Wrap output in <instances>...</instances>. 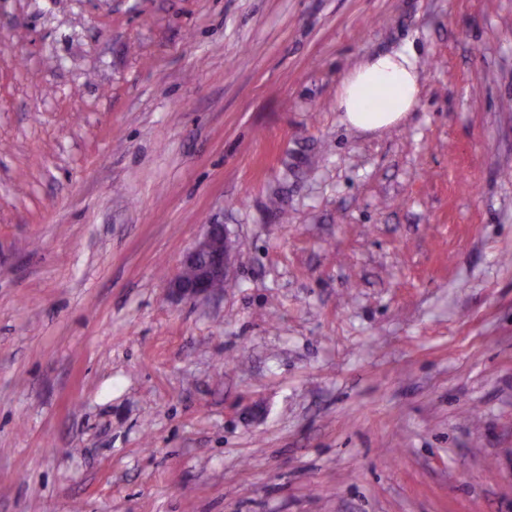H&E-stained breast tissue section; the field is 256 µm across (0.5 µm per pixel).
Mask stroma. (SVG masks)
<instances>
[{
  "mask_svg": "<svg viewBox=\"0 0 512 512\" xmlns=\"http://www.w3.org/2000/svg\"><path fill=\"white\" fill-rule=\"evenodd\" d=\"M0 512H512V0H0ZM420 90L417 57L404 47L369 57L351 69L341 80L336 106L351 127L376 131L402 122L417 104ZM231 266L227 231L224 224H204L203 232L185 253L180 270L169 282L171 295L177 300L193 301L210 297L224 288Z\"/></svg>",
  "mask_w": 512,
  "mask_h": 512,
  "instance_id": "obj_1",
  "label": "stroma"
}]
</instances>
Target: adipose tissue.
<instances>
[{"label":"adipose tissue","mask_w":512,"mask_h":512,"mask_svg":"<svg viewBox=\"0 0 512 512\" xmlns=\"http://www.w3.org/2000/svg\"><path fill=\"white\" fill-rule=\"evenodd\" d=\"M420 90L417 57L405 47L358 63L342 79L336 106L351 127L376 131L402 122Z\"/></svg>","instance_id":"adipose-tissue-1"}]
</instances>
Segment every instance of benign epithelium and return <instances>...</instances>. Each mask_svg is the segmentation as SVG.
Wrapping results in <instances>:
<instances>
[{"mask_svg": "<svg viewBox=\"0 0 512 512\" xmlns=\"http://www.w3.org/2000/svg\"><path fill=\"white\" fill-rule=\"evenodd\" d=\"M230 266L226 228L218 221L206 224L169 282L171 295L181 301L207 298L214 293L215 285L226 282Z\"/></svg>", "mask_w": 512, "mask_h": 512, "instance_id": "obj_1", "label": "benign epithelium"}]
</instances>
